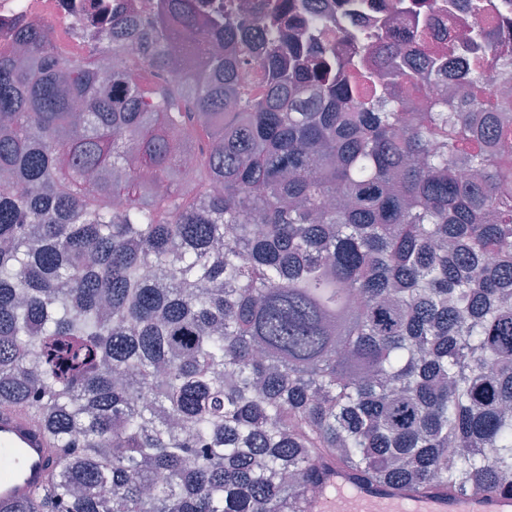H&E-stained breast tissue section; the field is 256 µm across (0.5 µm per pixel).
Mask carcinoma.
<instances>
[{"mask_svg": "<svg viewBox=\"0 0 512 512\" xmlns=\"http://www.w3.org/2000/svg\"><path fill=\"white\" fill-rule=\"evenodd\" d=\"M252 8L260 36L149 0L82 55L43 25L0 51V411L54 457L0 512H308L336 468L512 494L492 33L460 40L474 66L445 96L421 29L418 83L398 37L378 71L362 30Z\"/></svg>", "mask_w": 512, "mask_h": 512, "instance_id": "1", "label": "carcinoma"}]
</instances>
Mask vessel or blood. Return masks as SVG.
<instances>
[{
	"label": "vessel or blood",
	"instance_id": "vessel-or-blood-1",
	"mask_svg": "<svg viewBox=\"0 0 512 512\" xmlns=\"http://www.w3.org/2000/svg\"><path fill=\"white\" fill-rule=\"evenodd\" d=\"M15 449L20 462L8 476H0V505L24 500L43 486L53 462L44 433L19 416L0 412V449ZM336 489L332 500L311 504V512H512V496L497 494L473 497L428 495L407 500L392 491L354 482L348 473L331 476Z\"/></svg>",
	"mask_w": 512,
	"mask_h": 512
}]
</instances>
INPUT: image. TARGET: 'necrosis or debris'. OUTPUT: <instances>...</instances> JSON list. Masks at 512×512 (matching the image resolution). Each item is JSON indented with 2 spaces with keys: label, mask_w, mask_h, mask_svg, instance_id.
<instances>
[{
  "label": "necrosis or debris",
  "mask_w": 512,
  "mask_h": 512,
  "mask_svg": "<svg viewBox=\"0 0 512 512\" xmlns=\"http://www.w3.org/2000/svg\"><path fill=\"white\" fill-rule=\"evenodd\" d=\"M351 10L347 22L365 29L374 41L370 59L373 69H384L391 57V35L409 37L416 22L429 26V46L444 53L449 77L463 74L466 64L454 51L458 38L471 27L480 25L494 36V47L487 69L499 73L503 62L512 61V0H432V9L421 17L401 12L398 0H311L309 7L319 16H332L342 2ZM99 0H0V43L14 41L19 27L34 21L52 19L67 28L87 22Z\"/></svg>",
  "instance_id": "necrosis-or-debris-1"
}]
</instances>
